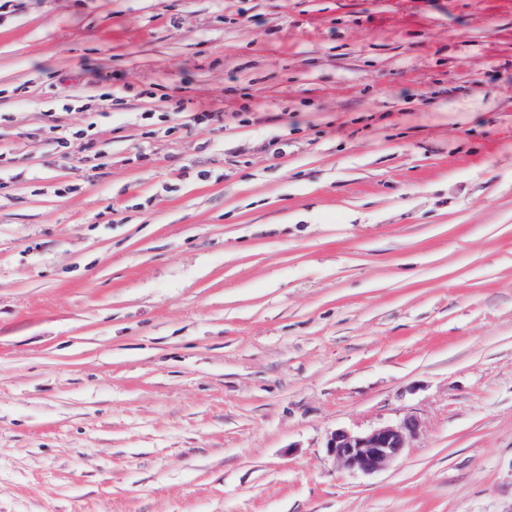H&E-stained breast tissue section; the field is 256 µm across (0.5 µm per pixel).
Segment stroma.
<instances>
[{"label": "stroma", "mask_w": 512, "mask_h": 512, "mask_svg": "<svg viewBox=\"0 0 512 512\" xmlns=\"http://www.w3.org/2000/svg\"><path fill=\"white\" fill-rule=\"evenodd\" d=\"M0 148V512H512V0H13ZM168 104L169 112H175L176 114H184L185 122L182 123L183 127H191L195 125L210 126L214 125V128L223 129L224 127V113L223 112H211V111H194L188 106L190 101L182 97L169 96ZM415 431L413 420L360 434L340 429L330 435L326 448L341 469L371 474L396 460Z\"/></svg>", "instance_id": "35a3bbf8"}]
</instances>
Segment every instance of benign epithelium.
Wrapping results in <instances>:
<instances>
[{
    "label": "benign epithelium",
    "mask_w": 512,
    "mask_h": 512,
    "mask_svg": "<svg viewBox=\"0 0 512 512\" xmlns=\"http://www.w3.org/2000/svg\"><path fill=\"white\" fill-rule=\"evenodd\" d=\"M415 431L413 420L360 434L340 429L330 435L326 448L340 468L371 474L396 460L406 448L408 437Z\"/></svg>",
    "instance_id": "7a95c632"
}]
</instances>
